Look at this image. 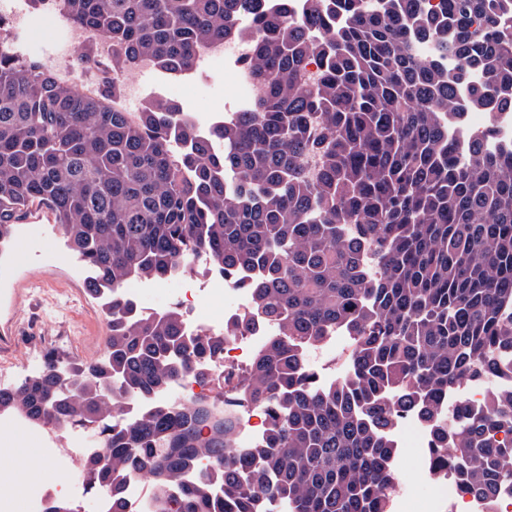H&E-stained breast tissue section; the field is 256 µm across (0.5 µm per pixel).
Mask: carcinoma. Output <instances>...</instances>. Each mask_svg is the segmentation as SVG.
<instances>
[{
    "instance_id": "carcinoma-1",
    "label": "carcinoma",
    "mask_w": 512,
    "mask_h": 512,
    "mask_svg": "<svg viewBox=\"0 0 512 512\" xmlns=\"http://www.w3.org/2000/svg\"><path fill=\"white\" fill-rule=\"evenodd\" d=\"M55 2L111 40L114 90L140 59L183 76L200 50L245 38L260 95L204 136L176 103L123 112L0 41V246L29 208L51 209L108 329L98 359L48 355L0 412L101 426L87 464L101 512H122L135 474L153 489L149 512H392L391 429L406 415L432 429L433 474L481 494L512 478V392L462 422L442 411L449 386L490 380L494 354L512 349V143L487 146L491 125L460 156L448 137L466 112H512V0H304L299 16L290 0ZM200 255L250 295L221 336L121 292L172 281ZM257 326L274 335L243 386L208 378L224 342ZM342 328L349 368L326 386L302 350ZM183 381L216 396L112 427L122 396ZM240 400L266 430L243 454L226 416ZM201 457L217 484L184 483Z\"/></svg>"
}]
</instances>
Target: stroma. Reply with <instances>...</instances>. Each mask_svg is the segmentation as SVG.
I'll list each match as a JSON object with an SVG mask.
<instances>
[{
    "mask_svg": "<svg viewBox=\"0 0 512 512\" xmlns=\"http://www.w3.org/2000/svg\"><path fill=\"white\" fill-rule=\"evenodd\" d=\"M0 36L26 44L28 54L50 70H65L82 83L103 85L105 64H80L76 57L54 54L64 31L44 12L28 15L24 32L0 31ZM139 103L163 99L180 104L202 128L220 120L222 113L242 107L247 93L234 81L231 66H198L189 76L176 79L160 71L137 73ZM88 273L69 251L51 213L38 221H20L6 259L0 260V379L12 386L29 378L35 363L47 353L63 361L96 359L103 348L105 322L102 309L87 291ZM197 276H189L150 289L148 302L158 309L171 308L174 296H182L186 308L207 318L222 315L197 289ZM13 450L0 453V484H21L25 472L39 468V440L25 431L13 434Z\"/></svg>",
    "mask_w": 512,
    "mask_h": 512,
    "instance_id": "stroma-1",
    "label": "stroma"
}]
</instances>
